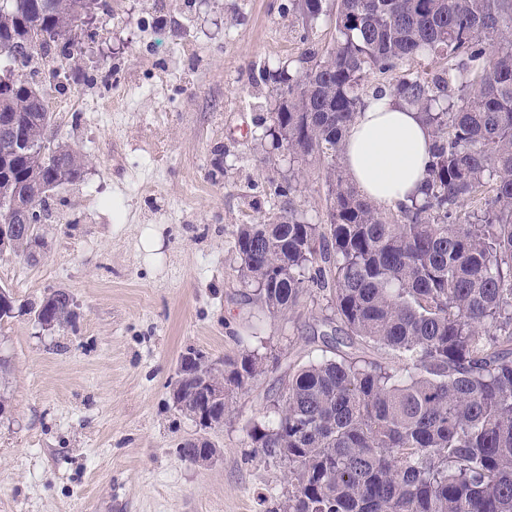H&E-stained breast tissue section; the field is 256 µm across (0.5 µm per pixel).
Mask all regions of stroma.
Returning a JSON list of instances; mask_svg holds the SVG:
<instances>
[{
  "label": "stroma",
  "mask_w": 512,
  "mask_h": 512,
  "mask_svg": "<svg viewBox=\"0 0 512 512\" xmlns=\"http://www.w3.org/2000/svg\"><path fill=\"white\" fill-rule=\"evenodd\" d=\"M335 13L336 0L313 22L293 0H119L95 15L65 90L43 82L53 135L88 163L49 199L41 261L0 255V287L22 303L67 291L77 315L63 329L26 312L0 323L14 369L0 512H265L279 495L285 469L252 455L248 431L289 367L324 355L331 311L315 292L285 316L263 309L234 236L274 220V180L327 221L321 161L289 162L264 137L278 100L265 72L296 67L304 42L331 44ZM145 224L163 228L155 269ZM190 347L269 360L208 431L220 454L207 465L181 456L198 429L169 398Z\"/></svg>",
  "instance_id": "1"
}]
</instances>
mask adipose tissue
I'll return each mask as SVG.
<instances>
[{
	"label": "adipose tissue",
	"instance_id": "1",
	"mask_svg": "<svg viewBox=\"0 0 512 512\" xmlns=\"http://www.w3.org/2000/svg\"><path fill=\"white\" fill-rule=\"evenodd\" d=\"M431 138L417 112L392 97L370 100L345 135L343 162L361 193L383 209L422 199Z\"/></svg>",
	"mask_w": 512,
	"mask_h": 512
}]
</instances>
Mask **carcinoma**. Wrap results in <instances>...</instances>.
Returning a JSON list of instances; mask_svg holds the SVG:
<instances>
[{"label": "carcinoma", "mask_w": 512, "mask_h": 512, "mask_svg": "<svg viewBox=\"0 0 512 512\" xmlns=\"http://www.w3.org/2000/svg\"><path fill=\"white\" fill-rule=\"evenodd\" d=\"M310 19L323 0H296ZM106 0H0V225L80 178L85 158L52 137L40 88L45 59L67 65L82 18ZM336 39L309 46L295 71L268 72L288 107L266 136L279 153L327 160L328 223L298 216L290 184L274 187L280 215L235 233L238 272L272 314L313 291L350 344L384 350L323 357L288 369L250 447L287 468L270 512H512V0H338ZM430 57L446 67L386 75ZM390 93L421 116L432 144L424 198L386 213L349 181L344 137L371 97ZM478 201L460 221L461 201ZM45 243L21 227L3 250L36 262ZM43 326L74 313L56 290L30 306ZM224 378V399L264 372L257 354L192 362ZM209 442L181 443L188 461Z\"/></svg>", "instance_id": "cac0c4a2"}]
</instances>
